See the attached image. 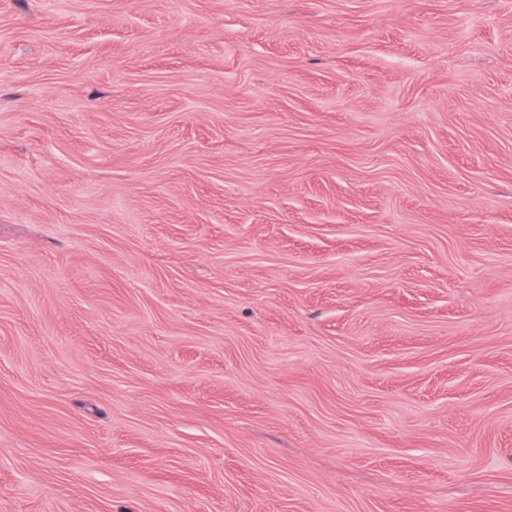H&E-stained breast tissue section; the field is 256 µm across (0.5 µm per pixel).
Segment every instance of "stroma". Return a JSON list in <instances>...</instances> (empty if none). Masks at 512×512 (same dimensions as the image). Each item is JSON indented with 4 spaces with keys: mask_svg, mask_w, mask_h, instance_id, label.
Instances as JSON below:
<instances>
[{
    "mask_svg": "<svg viewBox=\"0 0 512 512\" xmlns=\"http://www.w3.org/2000/svg\"><path fill=\"white\" fill-rule=\"evenodd\" d=\"M0 512H512V0H0Z\"/></svg>",
    "mask_w": 512,
    "mask_h": 512,
    "instance_id": "1",
    "label": "stroma"
}]
</instances>
